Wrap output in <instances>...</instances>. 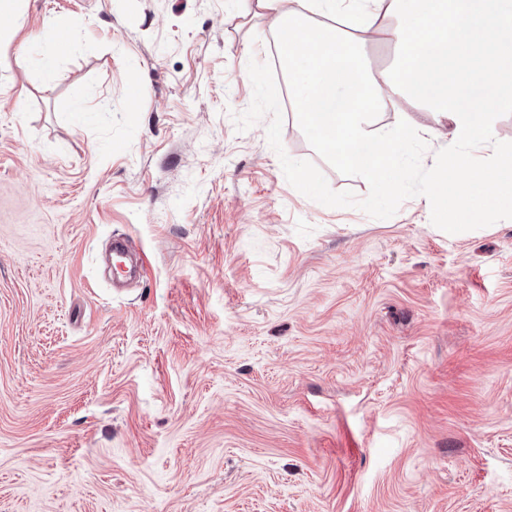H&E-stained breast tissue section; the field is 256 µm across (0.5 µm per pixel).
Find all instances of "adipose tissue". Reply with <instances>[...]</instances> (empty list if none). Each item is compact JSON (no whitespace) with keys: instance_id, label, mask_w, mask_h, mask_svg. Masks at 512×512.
Instances as JSON below:
<instances>
[{"instance_id":"adipose-tissue-1","label":"adipose tissue","mask_w":512,"mask_h":512,"mask_svg":"<svg viewBox=\"0 0 512 512\" xmlns=\"http://www.w3.org/2000/svg\"><path fill=\"white\" fill-rule=\"evenodd\" d=\"M251 2L277 37L299 122L336 164L393 200L398 141L437 135L444 125L448 153L429 204L456 229L480 209L512 205V149L486 167L471 160L494 139L496 115L512 110V10L501 0H297L294 11L284 10V0ZM315 15L321 23H312ZM388 15L397 20L387 32L397 56L375 72L358 48ZM330 17L341 27L327 25ZM421 102L430 104L433 125L401 118L392 128L378 126L377 115Z\"/></svg>"}]
</instances>
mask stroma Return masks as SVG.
Segmentation results:
<instances>
[{
    "label": "stroma",
    "mask_w": 512,
    "mask_h": 512,
    "mask_svg": "<svg viewBox=\"0 0 512 512\" xmlns=\"http://www.w3.org/2000/svg\"><path fill=\"white\" fill-rule=\"evenodd\" d=\"M0 25V512H512V209L449 232L440 140L376 204L243 0Z\"/></svg>",
    "instance_id": "35a3bbf8"
}]
</instances>
